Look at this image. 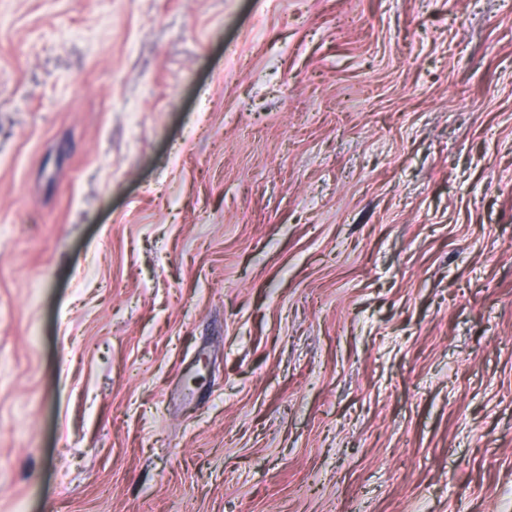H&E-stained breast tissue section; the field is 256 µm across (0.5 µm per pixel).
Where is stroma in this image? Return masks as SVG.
Here are the masks:
<instances>
[{"mask_svg":"<svg viewBox=\"0 0 512 512\" xmlns=\"http://www.w3.org/2000/svg\"><path fill=\"white\" fill-rule=\"evenodd\" d=\"M0 512H512V0H0Z\"/></svg>","mask_w":512,"mask_h":512,"instance_id":"stroma-1","label":"stroma"}]
</instances>
